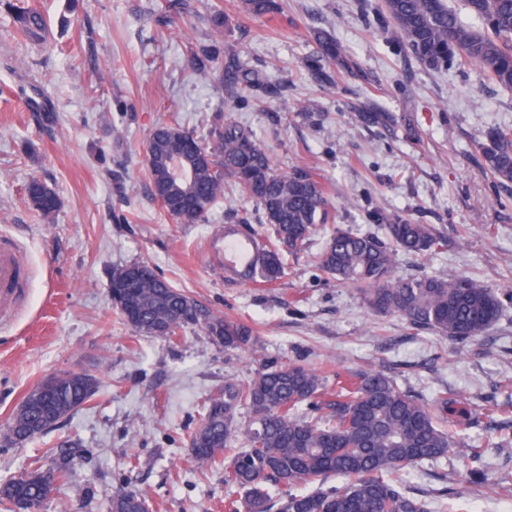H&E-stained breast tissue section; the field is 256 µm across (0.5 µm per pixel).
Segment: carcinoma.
<instances>
[{"label": "carcinoma", "instance_id": "1", "mask_svg": "<svg viewBox=\"0 0 512 512\" xmlns=\"http://www.w3.org/2000/svg\"><path fill=\"white\" fill-rule=\"evenodd\" d=\"M468 13L482 23L476 29L448 9L444 0H383L377 23L398 50L423 67L437 70L454 62L479 67L497 85L512 89V0H464ZM243 11L263 17L278 11L275 0H242ZM16 28L41 39L42 14L9 5ZM311 70L328 82L326 67L352 68L343 47L317 33ZM193 71L224 88L231 100L275 95L274 85L243 69L237 51L215 44L191 51ZM357 118L368 127L391 130L395 116L374 100L359 106ZM147 170L152 196L181 224L204 221L228 186L262 210L272 226L274 243L260 246L257 275L277 282L285 274V256L298 254L318 224L330 218L328 200L317 176L305 167L276 168L271 155L248 128L218 117L201 140L184 127L161 125L148 140ZM484 168L512 183V130L493 128L479 147ZM180 152L192 167L182 186L167 183L156 158ZM27 196L44 219L61 206L58 194L38 180ZM385 237L338 228L319 253L320 270L336 281L360 289L376 315H395L417 330H429L460 343L481 337L503 311L501 293L468 275L428 273L396 275L399 253L426 258L447 247L429 224L402 215L376 213ZM112 305L143 336L171 338L189 326L204 329L226 350L255 341L253 328L213 314L195 299L160 278L144 262L112 268ZM98 379L89 373L46 376L11 416L9 435L21 445L42 434L59 418L82 409L97 394ZM253 414L245 428L237 415ZM474 409L456 392L428 399L402 387L382 371H359L336 383L326 395L324 377L299 361L263 367L248 384L224 381V398L212 400L190 438L194 459L202 467H224V481L244 492L232 512H431L429 499L409 491L404 474L426 460L448 455L460 445L448 425H468ZM471 476L484 477L482 450L470 451ZM71 477L61 462L51 470L40 460L0 483V512H36L47 487ZM343 482L332 484L330 480ZM111 512H148L134 491L112 498Z\"/></svg>", "mask_w": 512, "mask_h": 512}]
</instances>
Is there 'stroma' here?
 Instances as JSON below:
<instances>
[{
  "label": "stroma",
  "mask_w": 512,
  "mask_h": 512,
  "mask_svg": "<svg viewBox=\"0 0 512 512\" xmlns=\"http://www.w3.org/2000/svg\"><path fill=\"white\" fill-rule=\"evenodd\" d=\"M47 24L43 40L20 36L0 6V238L17 242L29 282L25 305L0 324V481L35 459L66 457L71 480L39 512H108L113 496L142 492L149 512H226L240 497L223 471L200 474L189 445L202 408L224 381L249 382L262 363L300 360L337 375L375 369L425 396L448 389L476 408L466 445L407 475L413 492L444 489L455 512H512V301L487 333L461 345L372 314L361 292L327 278L316 258L334 227L372 229L375 211L433 225L446 251L401 254V275L465 274L512 286V184L485 170L477 144L493 127L512 129V90L477 69L438 70L398 53L375 15L382 0H278L254 18L241 0H23ZM221 8L249 70L280 82L272 107L229 103L195 75L189 46L211 44ZM332 35L354 64L333 83L309 62L317 32ZM396 115L387 132L354 118L361 101ZM251 128L278 169L316 172L331 220L309 239L284 277L267 288L224 276L207 253L224 225L247 220L268 232L255 203L226 194L201 224H180L150 192L146 140L162 124L207 137L217 114ZM39 179L62 206L39 219L26 187ZM145 262L224 317L251 325L255 351H227L198 328L173 340L143 336L113 309L108 272ZM86 372L101 385L89 408L23 445L8 422L43 377ZM484 452L489 481L467 478L468 450ZM54 456H47V449Z\"/></svg>",
  "instance_id": "stroma-1"
}]
</instances>
